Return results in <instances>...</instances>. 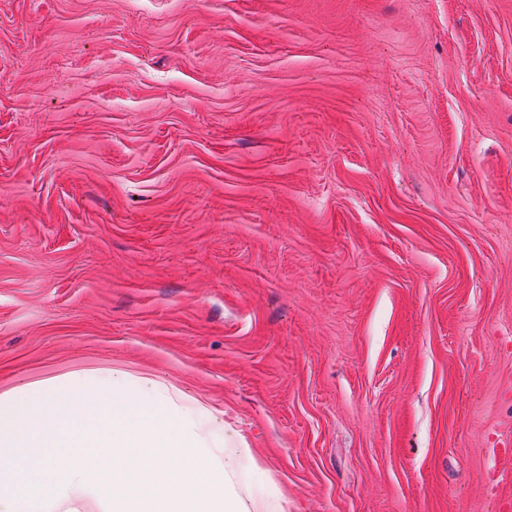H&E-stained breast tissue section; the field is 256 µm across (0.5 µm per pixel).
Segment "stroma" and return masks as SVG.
Here are the masks:
<instances>
[{
    "label": "stroma",
    "instance_id": "35a3bbf8",
    "mask_svg": "<svg viewBox=\"0 0 512 512\" xmlns=\"http://www.w3.org/2000/svg\"><path fill=\"white\" fill-rule=\"evenodd\" d=\"M116 364L288 512L512 502V0H0V388Z\"/></svg>",
    "mask_w": 512,
    "mask_h": 512
}]
</instances>
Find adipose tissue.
I'll return each mask as SVG.
<instances>
[{
    "label": "adipose tissue",
    "instance_id": "ef3b65f1",
    "mask_svg": "<svg viewBox=\"0 0 512 512\" xmlns=\"http://www.w3.org/2000/svg\"><path fill=\"white\" fill-rule=\"evenodd\" d=\"M0 512H287L235 422L121 367L0 391Z\"/></svg>",
    "mask_w": 512,
    "mask_h": 512
}]
</instances>
